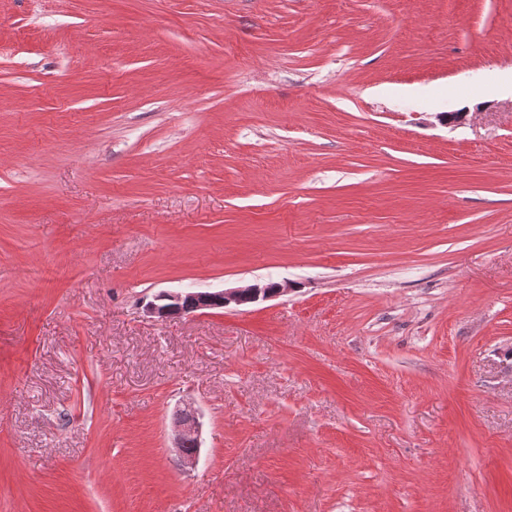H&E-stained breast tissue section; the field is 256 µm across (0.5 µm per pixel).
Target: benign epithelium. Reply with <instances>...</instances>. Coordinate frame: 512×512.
<instances>
[{"label":"benign epithelium","instance_id":"1","mask_svg":"<svg viewBox=\"0 0 512 512\" xmlns=\"http://www.w3.org/2000/svg\"><path fill=\"white\" fill-rule=\"evenodd\" d=\"M293 291L292 285L284 282L277 284L272 290H264L258 284L233 289L193 290L180 292H163L162 299L170 304L161 308L155 301L145 306L146 313L157 319L174 316L202 314L206 310L223 309L230 305L242 306L255 304L270 297L284 295ZM202 422L197 408L185 403L176 411L174 417L173 448L177 465L187 471L196 467L201 448Z\"/></svg>","mask_w":512,"mask_h":512}]
</instances>
